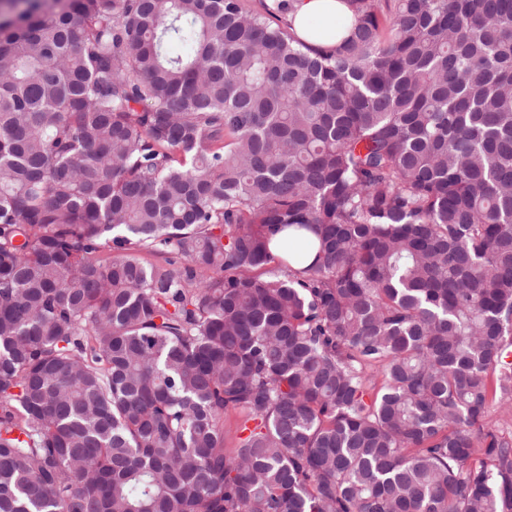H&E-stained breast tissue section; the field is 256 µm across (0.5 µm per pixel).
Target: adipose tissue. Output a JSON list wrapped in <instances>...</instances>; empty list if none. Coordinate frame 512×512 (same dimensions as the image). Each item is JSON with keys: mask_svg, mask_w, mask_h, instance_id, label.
I'll list each match as a JSON object with an SVG mask.
<instances>
[{"mask_svg": "<svg viewBox=\"0 0 512 512\" xmlns=\"http://www.w3.org/2000/svg\"><path fill=\"white\" fill-rule=\"evenodd\" d=\"M286 17L295 34L311 44L318 41L313 33L314 26L326 24L331 30L326 42L333 45L345 37L353 13L346 0H290Z\"/></svg>", "mask_w": 512, "mask_h": 512, "instance_id": "ef3b65f1", "label": "adipose tissue"}]
</instances>
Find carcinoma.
<instances>
[{
  "label": "carcinoma",
  "mask_w": 512,
  "mask_h": 512,
  "mask_svg": "<svg viewBox=\"0 0 512 512\" xmlns=\"http://www.w3.org/2000/svg\"><path fill=\"white\" fill-rule=\"evenodd\" d=\"M347 2L0 0V512H512V0ZM345 0H290L286 17L295 34L311 44L336 45L347 35L353 13ZM317 23L326 24L331 33L327 38L313 34ZM337 26V33H336Z\"/></svg>",
  "instance_id": "1"
}]
</instances>
